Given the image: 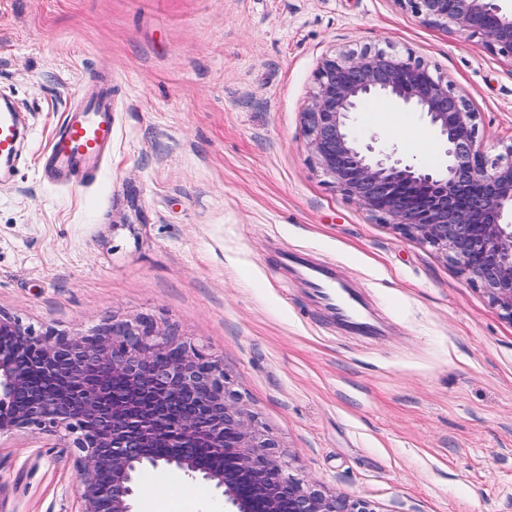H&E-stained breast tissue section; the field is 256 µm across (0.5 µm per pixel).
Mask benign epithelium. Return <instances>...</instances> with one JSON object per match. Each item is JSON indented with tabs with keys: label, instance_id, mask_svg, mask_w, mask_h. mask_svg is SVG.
Wrapping results in <instances>:
<instances>
[{
	"label": "benign epithelium",
	"instance_id": "benign-epithelium-1",
	"mask_svg": "<svg viewBox=\"0 0 512 512\" xmlns=\"http://www.w3.org/2000/svg\"><path fill=\"white\" fill-rule=\"evenodd\" d=\"M402 2L512 60V10L501 0ZM367 97L425 116L446 165H411L355 134L352 114ZM303 119L339 191L439 250L512 318V157L486 160L466 100L410 56L363 50L321 61ZM26 427L73 436L79 512H134L137 476L160 466L210 483L233 512H374L287 473L222 363L149 317L36 334L0 313V436ZM198 448L225 464L201 462Z\"/></svg>",
	"mask_w": 512,
	"mask_h": 512
}]
</instances>
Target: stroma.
I'll use <instances>...</instances> for the list:
<instances>
[{"label": "stroma", "instance_id": "1", "mask_svg": "<svg viewBox=\"0 0 512 512\" xmlns=\"http://www.w3.org/2000/svg\"><path fill=\"white\" fill-rule=\"evenodd\" d=\"M411 56L512 149V60L404 0H0V98L31 129L0 183V312L42 332L153 318L222 362L290 474L374 512H512V319L433 247L335 188L302 113L324 57ZM95 71L112 155L94 183L41 180L40 154ZM354 128L411 164L425 118L374 100ZM331 266L382 330H347L282 265ZM67 436H0V512H78ZM172 512H225L156 470Z\"/></svg>", "mask_w": 512, "mask_h": 512}]
</instances>
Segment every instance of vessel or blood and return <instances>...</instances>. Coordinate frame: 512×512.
Segmentation results:
<instances>
[{
	"label": "vessel or blood",
	"mask_w": 512,
	"mask_h": 512,
	"mask_svg": "<svg viewBox=\"0 0 512 512\" xmlns=\"http://www.w3.org/2000/svg\"><path fill=\"white\" fill-rule=\"evenodd\" d=\"M112 93L107 82L83 87L78 102L67 110L62 127L51 138L43 156V175L54 185L81 186L96 180L112 147ZM27 135L22 115L14 106L0 104V177H9ZM300 279L311 296L339 321L360 332L377 328L363 315L357 299L336 284L327 267L299 265Z\"/></svg>",
	"instance_id": "vessel-or-blood-1"
}]
</instances>
